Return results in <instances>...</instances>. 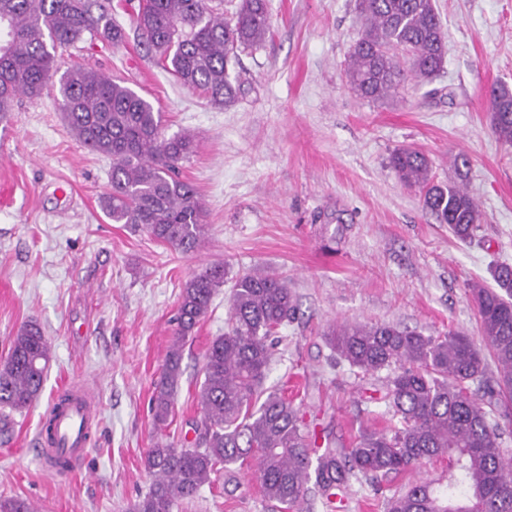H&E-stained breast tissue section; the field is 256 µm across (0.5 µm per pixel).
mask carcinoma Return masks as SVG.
<instances>
[{
	"label": "carcinoma",
	"instance_id": "cac0c4a2",
	"mask_svg": "<svg viewBox=\"0 0 512 512\" xmlns=\"http://www.w3.org/2000/svg\"><path fill=\"white\" fill-rule=\"evenodd\" d=\"M362 34L351 47L350 89L373 102L395 100L412 77L428 81L444 65L447 42L434 0H357ZM111 0H0V122L20 97L41 99L56 73L55 52L85 41L117 47L125 29L112 18ZM132 22L140 43L183 87L218 105L237 98L230 77L239 53L255 50L270 34L266 0H139ZM57 108L84 147L112 159L101 207L114 224H130L183 253L206 241L204 206L195 185L181 176L193 152L189 133L167 137L162 113L124 82L84 65L59 78ZM492 129L512 146V89L490 91ZM399 179L418 190L423 206L459 239L479 228L480 212L464 182H434L423 153L400 149L390 157ZM495 287L467 284L478 315L480 343L460 332L426 336L388 324H331L326 344L351 370L375 376L384 391L390 425L367 429L352 447L318 444L300 408L265 386L272 337L295 318L288 281L255 268L227 278L208 264L188 279L174 317L173 340L154 385L156 425L172 412L182 376L183 349L206 316L216 289L231 282L229 319L202 368L197 399L203 412L195 438L177 447L159 439L145 456L152 476L131 512H174L223 468L247 465L262 495L282 512H306L314 492L325 508L351 482L410 473L433 461L448 462V481L414 480L385 501V512H512V459L504 433L512 429V266L490 268ZM51 349L37 324L9 338L0 362V410L20 412L38 401ZM495 371H489V363ZM0 512H37L24 499L0 501Z\"/></svg>",
	"mask_w": 512,
	"mask_h": 512
}]
</instances>
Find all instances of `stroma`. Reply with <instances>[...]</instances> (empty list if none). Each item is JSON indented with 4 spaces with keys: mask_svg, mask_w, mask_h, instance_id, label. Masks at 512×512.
Listing matches in <instances>:
<instances>
[{
    "mask_svg": "<svg viewBox=\"0 0 512 512\" xmlns=\"http://www.w3.org/2000/svg\"><path fill=\"white\" fill-rule=\"evenodd\" d=\"M436 6L444 70L427 86L405 83L392 104L347 85L348 52L362 31L356 0H269L271 33L241 53V92L226 107L182 87L134 31L117 47L58 50V71L88 63L162 112L165 135H194L183 174L205 203L209 233L201 252L182 254L112 223L100 208L112 161L77 140L52 98L20 99L0 123V187L13 192L0 207V360L29 321L52 352L39 401L0 432V498L28 500L38 512H128L145 493L147 449L160 438L181 444L202 419L204 357L227 328L222 287L184 347L172 415L155 426L149 400L170 320L183 284L207 264L287 278L299 313L276 335L266 384L304 395L305 423L340 445L382 427L384 406L367 399L377 379L334 358L322 336L330 322L478 338L465 285L489 280L491 264L512 265V148L493 134L487 102L492 86L512 87V0ZM401 147L425 153L438 183L455 180V157L467 159L482 215L471 240H457L399 181L389 158ZM74 381L95 397L98 425L82 470L57 479L38 463L34 437L49 401ZM408 480L351 483L337 512H385ZM175 512L280 510L244 468L219 473Z\"/></svg>",
    "mask_w": 512,
    "mask_h": 512,
    "instance_id": "35a3bbf8",
    "label": "stroma"
}]
</instances>
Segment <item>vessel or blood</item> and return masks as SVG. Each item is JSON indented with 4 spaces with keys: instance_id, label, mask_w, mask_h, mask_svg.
Listing matches in <instances>:
<instances>
[{
    "instance_id": "1",
    "label": "vessel or blood",
    "mask_w": 512,
    "mask_h": 512,
    "mask_svg": "<svg viewBox=\"0 0 512 512\" xmlns=\"http://www.w3.org/2000/svg\"><path fill=\"white\" fill-rule=\"evenodd\" d=\"M51 432H38L35 453L49 474L79 470L89 453V435L98 420V406L86 385L67 387L62 398L51 400Z\"/></svg>"
}]
</instances>
